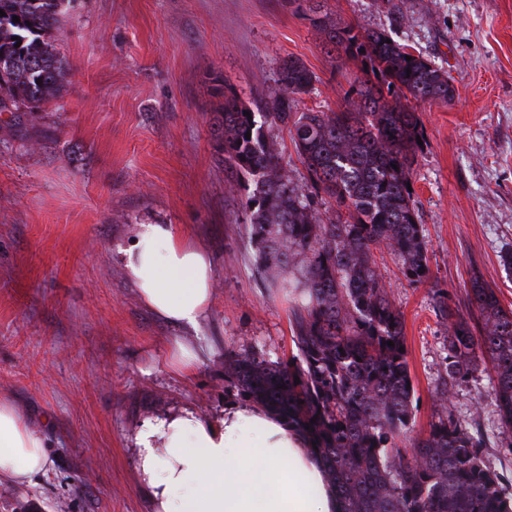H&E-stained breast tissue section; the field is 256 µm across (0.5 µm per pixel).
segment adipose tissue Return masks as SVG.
Here are the masks:
<instances>
[{"instance_id":"obj_1","label":"adipose tissue","mask_w":512,"mask_h":512,"mask_svg":"<svg viewBox=\"0 0 512 512\" xmlns=\"http://www.w3.org/2000/svg\"><path fill=\"white\" fill-rule=\"evenodd\" d=\"M119 260L142 303L176 326L194 327L213 301L207 249L174 224H143ZM137 472L153 512H339L297 435L250 405L215 418L191 409L139 429ZM50 463L47 444L11 400L0 399V484L27 485Z\"/></svg>"}]
</instances>
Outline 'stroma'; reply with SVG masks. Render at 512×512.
<instances>
[{"label": "stroma", "instance_id": "35a3bbf8", "mask_svg": "<svg viewBox=\"0 0 512 512\" xmlns=\"http://www.w3.org/2000/svg\"><path fill=\"white\" fill-rule=\"evenodd\" d=\"M332 20L390 31L455 79L445 105L416 104L424 143L412 168L430 279L409 284L398 259L376 254L404 318L415 385V428L437 395L482 435L486 464L512 493V450L501 434L495 376L482 362L448 376V329L436 290L467 302L480 272L512 307V0H327ZM71 67L62 101L0 114V397L51 445L32 485L0 484V512H151L135 470L148 420L186 408L212 418L237 403L224 352L289 358L291 313L259 280L243 205L253 186L232 173L211 126L223 106L214 78L254 112L270 109L278 69L300 59L316 80L301 110L341 111L362 75L334 60L296 0H76L54 36ZM281 164L313 205L287 129H272ZM143 223L179 225L205 246L214 300L197 327L148 311L116 258ZM201 348L193 376L168 365L175 339Z\"/></svg>", "mask_w": 512, "mask_h": 512}]
</instances>
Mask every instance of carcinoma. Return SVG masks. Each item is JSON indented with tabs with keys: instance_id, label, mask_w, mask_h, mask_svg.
Segmentation results:
<instances>
[{
	"instance_id": "cac0c4a2",
	"label": "carcinoma",
	"mask_w": 512,
	"mask_h": 512,
	"mask_svg": "<svg viewBox=\"0 0 512 512\" xmlns=\"http://www.w3.org/2000/svg\"><path fill=\"white\" fill-rule=\"evenodd\" d=\"M72 2L0 0V112H33L63 97L70 66L56 51L53 31ZM305 2L325 44L363 63L366 79L348 92L352 108L302 111L299 95L316 75L290 58L279 68L273 111L249 117L223 84L214 86L224 98V160L252 176L245 212L257 269L271 286L288 291L298 351L271 361L255 351L227 350L224 380L302 438L337 490L340 512H512V494L485 464L480 437L450 409L448 393L438 395V419L412 435L415 387L407 352L400 351L403 317L376 268L375 252L385 247L409 283L430 278L422 224L407 189L423 130L415 108L402 100L446 104L455 87L447 71L386 30L329 21L322 0ZM273 127L288 130L312 184L346 210L345 218H324L288 178ZM469 283L475 325L451 306L448 291L436 292L439 312L451 320L448 376L456 381L476 361L489 363L511 448L512 309L479 276Z\"/></svg>"
}]
</instances>
